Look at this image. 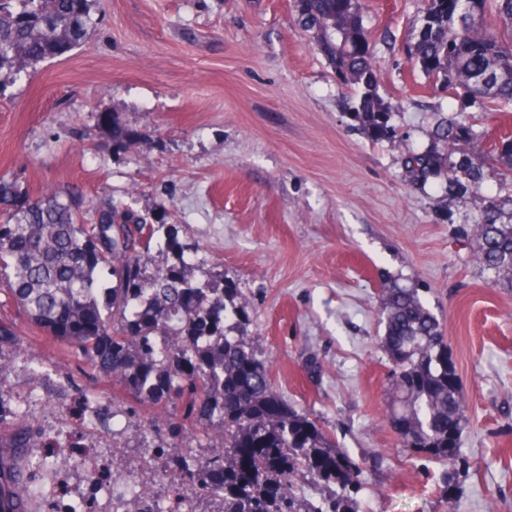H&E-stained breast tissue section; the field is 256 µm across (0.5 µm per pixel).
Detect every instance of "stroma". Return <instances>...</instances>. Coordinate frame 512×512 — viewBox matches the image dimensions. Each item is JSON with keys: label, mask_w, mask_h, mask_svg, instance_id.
<instances>
[{"label": "stroma", "mask_w": 512, "mask_h": 512, "mask_svg": "<svg viewBox=\"0 0 512 512\" xmlns=\"http://www.w3.org/2000/svg\"><path fill=\"white\" fill-rule=\"evenodd\" d=\"M393 139L368 138L350 89L296 23L293 0H100L93 40L0 85V176L31 196L80 187L175 225L191 273L219 269L242 291L254 348L276 390L312 414L362 469L359 512H512V291L474 259L485 198L512 195V166L481 187L418 183L405 162L439 115L512 130V111L468 108L405 46L423 0H360ZM112 112L139 130L113 154ZM415 284L444 325L463 387L456 465L401 447L388 417L392 363L380 296ZM22 353L0 376V440L36 430L31 512L67 496L112 512V474L143 467L145 425L100 396L112 381L56 347L0 290Z\"/></svg>", "instance_id": "1"}]
</instances>
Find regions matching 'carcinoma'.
I'll return each mask as SVG.
<instances>
[{"instance_id": "1", "label": "carcinoma", "mask_w": 512, "mask_h": 512, "mask_svg": "<svg viewBox=\"0 0 512 512\" xmlns=\"http://www.w3.org/2000/svg\"><path fill=\"white\" fill-rule=\"evenodd\" d=\"M495 2L506 35L477 26ZM96 0H0V85L48 59L60 58L93 35ZM426 0L411 49L423 75L444 89L479 101L512 103V0ZM298 25L351 88L352 115L373 139L391 136L393 106L378 93L373 52L358 0H297ZM112 152L127 151L137 131L117 117ZM443 145L413 153L407 161L417 179L446 175L448 157L481 140L455 114L431 131ZM488 157L512 158V132L488 144ZM464 176L478 187L484 167L466 161ZM475 256L490 283H512V211L484 201L475 224ZM164 237L169 261L153 266L151 248ZM193 246L173 229L102 194L86 201L75 187L34 198L0 177V280L18 308L55 340L79 349L136 402L180 408L155 445L154 462L171 469V492L198 485L199 496L220 500L222 512H359L350 496L361 469L318 421L290 406L274 389L268 361L250 343L246 300L224 284V274L204 281L189 273ZM381 345L394 366L390 419L402 447L451 463L458 445L448 428L462 426L463 390L448 387L455 365L443 329L413 287L394 284L382 292ZM220 431L224 452L189 461L183 449L203 447L208 428ZM35 448L28 429L12 440ZM328 490L315 506L300 498L294 481Z\"/></svg>"}]
</instances>
